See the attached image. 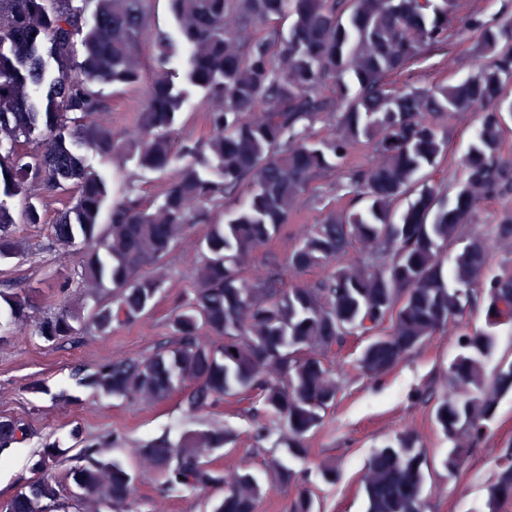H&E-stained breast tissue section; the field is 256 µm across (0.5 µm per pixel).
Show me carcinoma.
<instances>
[{
	"label": "carcinoma",
	"instance_id": "carcinoma-1",
	"mask_svg": "<svg viewBox=\"0 0 512 512\" xmlns=\"http://www.w3.org/2000/svg\"><path fill=\"white\" fill-rule=\"evenodd\" d=\"M0 0V259L18 253L8 199L37 185L44 196L74 191V203L51 224L55 241L86 248L81 281L112 289L100 303L96 329L135 321L152 307L160 282L143 275L175 247L201 215L200 205L225 209L202 245L192 297L172 322L176 342L137 361L99 366L79 384L116 398L162 401L191 385L185 402L197 411L246 389L259 391L265 411L285 431L279 444L293 459L336 401L339 385L314 355L357 331L370 335L358 360L379 377L427 338L458 322L465 309L487 302V328L458 327V353L448 367V394L434 418L448 438L441 465L456 476L468 449L491 431L502 399L512 394V361L500 359L495 325L512 321V271L487 275L488 243L475 237L450 269L441 250L474 221L481 201L512 190V157L501 154L512 117L506 84L512 81V21L470 24L482 32L484 62L465 80L444 87L396 90L387 78L426 48L448 41L457 0H170L175 34L159 33L160 71L147 92L139 129L124 139L103 121L105 103L94 84L135 86L142 75L145 0ZM288 15L279 46L252 34L258 24ZM57 63L45 76L42 48ZM182 49L183 81L219 107L209 111L213 136L204 144L176 140L184 91L169 63ZM333 82L334 97L321 95ZM478 109L481 122L462 158L465 177L444 199L423 177L446 146L429 115ZM338 111L336 135L314 140L319 116ZM375 141L380 160L353 174L368 204L362 211L331 212L292 251L288 266L304 273L334 264L317 284L284 285L272 272L259 283L241 267L288 222L311 179L333 167L360 139ZM103 156L125 153L146 170L164 171L177 158L191 162L169 183L152 209L126 198L112 204L108 224L99 216L107 182L87 164L79 146ZM411 201L401 208L398 203ZM355 243L362 256L343 261ZM32 296L0 292V327L28 317ZM67 306L47 317L38 334L47 342L73 335ZM205 327L224 339L200 340ZM23 425L0 419V450L19 442ZM224 434L194 431L172 441L162 436L140 450L145 473L158 470L164 491L223 488L211 512H256L264 486L248 467L227 474L208 460ZM109 443L88 444L62 483L49 476L62 450L51 444L33 463L40 477L9 499V512H121L134 476L108 456ZM497 474L482 512H501L512 500V444L498 449ZM270 483L297 489L292 512H315L310 492L293 468L274 459ZM427 452L411 432L371 455L362 479L366 512H423Z\"/></svg>",
	"mask_w": 512,
	"mask_h": 512
}]
</instances>
